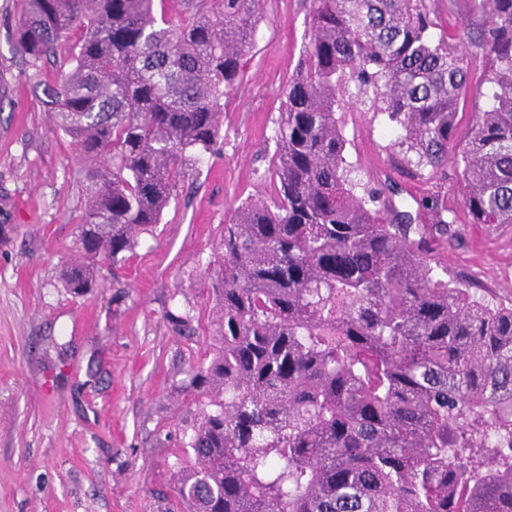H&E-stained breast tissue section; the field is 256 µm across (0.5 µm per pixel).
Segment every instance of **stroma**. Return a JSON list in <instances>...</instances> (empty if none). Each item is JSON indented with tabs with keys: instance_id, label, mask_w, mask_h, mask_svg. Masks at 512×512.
<instances>
[{
	"instance_id": "stroma-1",
	"label": "stroma",
	"mask_w": 512,
	"mask_h": 512,
	"mask_svg": "<svg viewBox=\"0 0 512 512\" xmlns=\"http://www.w3.org/2000/svg\"><path fill=\"white\" fill-rule=\"evenodd\" d=\"M311 0H264L221 152L202 155L153 234L104 265L103 285L76 295L85 163L58 130L15 37L21 0H0V512H165L186 431L192 367L209 358L214 250L231 205L266 198L283 89L305 44ZM347 155L362 182L392 174L401 201L427 192L459 204L456 175L391 173L398 132L369 103L343 109ZM449 275L512 302V224H463L437 245ZM190 312L179 332L168 312Z\"/></svg>"
}]
</instances>
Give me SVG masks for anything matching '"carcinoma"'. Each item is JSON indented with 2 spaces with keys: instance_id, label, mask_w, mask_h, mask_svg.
Masks as SVG:
<instances>
[{
  "instance_id": "cac0c4a2",
  "label": "carcinoma",
  "mask_w": 512,
  "mask_h": 512,
  "mask_svg": "<svg viewBox=\"0 0 512 512\" xmlns=\"http://www.w3.org/2000/svg\"><path fill=\"white\" fill-rule=\"evenodd\" d=\"M155 2L22 0L17 44L37 77L84 30L71 69L37 82L89 162L83 261L62 277L75 293L102 286L101 264L125 260L218 148L262 18L263 0H182L175 22ZM471 4L477 32L435 40L426 0H312L269 197L231 208L217 244L184 512H512V304L479 298L432 249L462 209L512 224V0ZM477 63L491 97L460 149ZM351 83L402 131L396 168L454 164L461 209L430 194L414 224L352 177L337 117Z\"/></svg>"
}]
</instances>
